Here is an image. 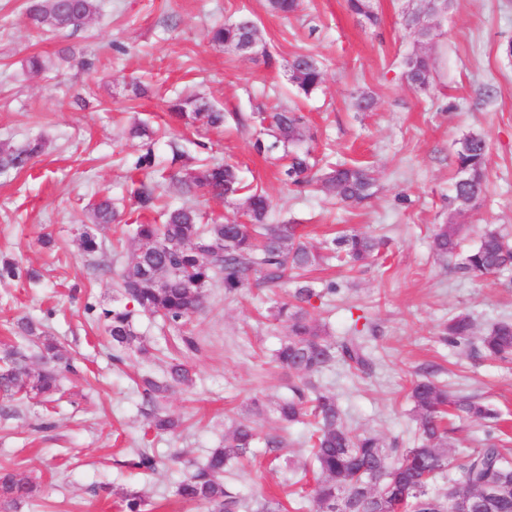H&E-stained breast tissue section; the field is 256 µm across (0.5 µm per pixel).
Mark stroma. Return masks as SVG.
<instances>
[{
	"mask_svg": "<svg viewBox=\"0 0 512 512\" xmlns=\"http://www.w3.org/2000/svg\"><path fill=\"white\" fill-rule=\"evenodd\" d=\"M24 5L0 0V142L21 148L41 138L46 147L27 171L0 173V267L18 270L0 278V344L17 342L18 322L34 321L57 339L74 369L64 373L53 401L20 398L0 411V465L40 485L21 512H125V489L143 492L148 512H207L178 500L173 488L252 399L286 393L288 378L270 360L284 325L267 312L305 283H336V295L316 312L333 338L355 329L366 338L368 372L339 361L319 378L336 391L353 432L411 442L409 386L432 366L450 391L497 411L502 453L512 462V364L482 360L472 344L438 337L441 324L461 311L480 331L512 321V271L474 280L431 249L434 227L448 219L455 152L469 133L486 139L490 188L483 207L461 219L463 245L472 247L487 224L512 235V56L503 51L512 41V0H450L426 46L434 71L424 91L403 77V60L416 47L404 27L409 0H376V27L349 14L344 0H302L288 18L270 11L268 0H100L91 22L72 35L30 31ZM240 15L256 20L273 65L207 39L211 27ZM65 48L72 59H62ZM298 52L312 54L324 71L321 88L306 99L288 80ZM35 56L46 65L39 74L28 67ZM136 80L146 94L134 95ZM183 89L222 108L223 127L171 123L167 101ZM361 92L374 97L373 111L351 107ZM277 105L299 106L319 155L374 169L376 193L366 205L343 207L325 191L288 190L278 154L254 148L263 135L257 112ZM140 122L157 132V168L170 165V139H180L191 158L203 141L215 159L237 164L243 181L267 194L272 221L304 225L315 243L350 230L385 242L381 256L356 271L292 273L280 288L254 286L240 295L210 289L205 308L186 325L201 341L190 358L195 383L166 403L185 425L148 447L165 463L156 474L127 465L147 426L134 380L163 375L174 353L171 334L160 320L138 316L147 353L114 361L99 314L123 304L111 269L130 263L134 245L124 224H94L88 213L108 195L125 223L143 219L127 192L142 145L130 130ZM87 232L100 245L92 256L79 247ZM46 238L51 247L43 246ZM31 270L37 279L28 278ZM284 437L281 448L258 444L226 487L247 500L273 496L291 504L288 467L307 461L308 428L295 425Z\"/></svg>",
	"mask_w": 512,
	"mask_h": 512,
	"instance_id": "obj_1",
	"label": "stroma"
}]
</instances>
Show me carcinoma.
<instances>
[{
  "label": "carcinoma",
  "mask_w": 512,
  "mask_h": 512,
  "mask_svg": "<svg viewBox=\"0 0 512 512\" xmlns=\"http://www.w3.org/2000/svg\"><path fill=\"white\" fill-rule=\"evenodd\" d=\"M350 13L375 24L378 14L373 0H345ZM97 0H28L26 18L29 28L45 31L81 30L97 13ZM259 32L255 20L241 16L209 31L215 44L237 51ZM292 86L297 94L310 96L323 82L320 63L311 55L299 53L289 63ZM431 56L413 50L404 61V78L416 90L431 84ZM173 117L186 126L219 128L224 111L191 93L179 97L171 106ZM265 124L268 145L256 142L257 151L283 148L288 163L284 182L294 188L316 186L332 193L351 206H359L375 194L373 170L357 163L330 166L313 173L314 148L306 141L304 116L294 109L282 108L260 113ZM147 138L145 152L137 157L134 168L145 178L132 182L128 193L140 211L156 208L159 181L151 176L154 167L152 144L155 132L145 125L134 128ZM44 151L40 139L21 149L0 143V171L20 172ZM457 179L448 200V223L439 224L432 234V250L441 259L451 261L462 255L455 267L465 276L482 278L512 270V240L488 224L477 243L461 251V225L455 217L483 205L488 192L487 142L477 133L460 141L455 153ZM181 192L191 198L242 197V219L203 224V216L192 205L173 207L163 213L161 224H131L127 229L137 249L132 262L114 272L116 285L126 303L102 310L112 349L120 354L146 350L144 339L134 322L141 314L159 316L168 328L178 331L181 357L167 364L164 379L142 375L136 382L143 403L148 407L149 423L142 441L148 436L176 430L181 422L164 411V403L177 388L193 386L195 373L188 357L200 349L198 338L183 331L191 317L205 303L210 288L220 285L226 294H236L251 286H278L288 270H306L331 260L352 269L373 257L381 240L352 230L317 247L308 242L297 224L270 223V204L260 191L244 184L236 167L229 163L207 162L197 168L171 176ZM95 224H119L122 214L108 196L92 207ZM338 291L336 284L316 290L308 285L295 289L291 298L275 301L271 316L282 322L285 334L272 354L273 362L291 377L288 394L266 404L253 400L257 415L279 428L308 424L310 465L320 474L310 491L296 495L313 503L315 512H392L396 493L406 490L405 512H453L448 488L457 486L472 495L476 512H512V464L487 434L483 447L452 461L448 458L445 419L450 415L474 420H493L497 414L476 397L453 394L437 384L427 371L411 382L409 396L417 424V437L411 447L385 444L372 433L355 434L345 422L336 392L318 383V377L336 359L358 369L369 367L364 337L352 333L339 341L327 338L324 326L312 314L316 301ZM23 338L40 344L45 366L30 367V356L20 345H6L0 351V398L20 395L40 401L58 388L60 375L70 369L69 359L53 337L31 321H21ZM477 336L473 350L487 359L512 360V322L503 320L476 334L471 317L460 313L442 329V340L458 344ZM269 448H280L277 434L261 435L260 421L250 417L236 420L215 448L207 451L205 461L194 466L174 486V496L185 503H204L210 512H283L275 498L263 497L252 503L225 490L224 476L243 460L259 441ZM134 465L157 472L160 462L145 449L136 452ZM39 493V485L7 468L0 469V512H19L22 504Z\"/></svg>",
  "instance_id": "1"
}]
</instances>
